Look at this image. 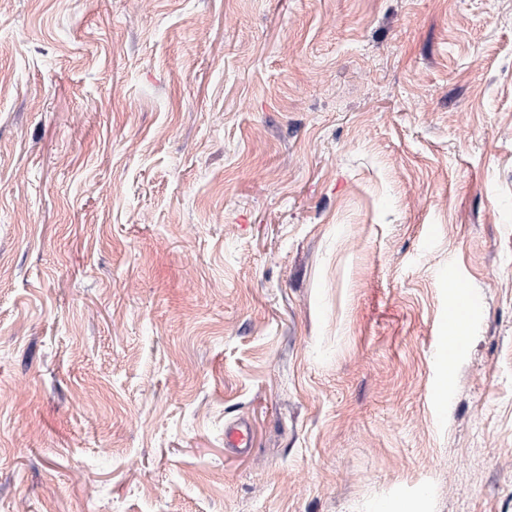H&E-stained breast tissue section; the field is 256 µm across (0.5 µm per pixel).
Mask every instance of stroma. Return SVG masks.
<instances>
[{
  "instance_id": "stroma-1",
  "label": "stroma",
  "mask_w": 512,
  "mask_h": 512,
  "mask_svg": "<svg viewBox=\"0 0 512 512\" xmlns=\"http://www.w3.org/2000/svg\"><path fill=\"white\" fill-rule=\"evenodd\" d=\"M384 502L512 512V0H0V512ZM224 446L242 453L252 446V431L250 425L242 420L235 421L224 428Z\"/></svg>"
}]
</instances>
